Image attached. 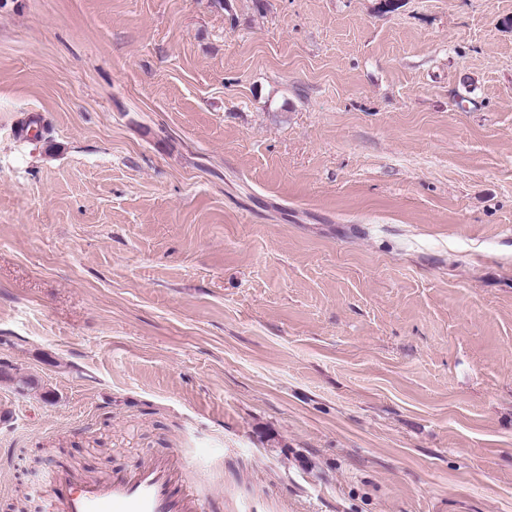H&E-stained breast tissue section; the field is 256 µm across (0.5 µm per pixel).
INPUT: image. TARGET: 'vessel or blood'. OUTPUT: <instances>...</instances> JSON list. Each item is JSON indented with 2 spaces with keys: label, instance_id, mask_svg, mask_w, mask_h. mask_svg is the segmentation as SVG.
I'll use <instances>...</instances> for the list:
<instances>
[{
  "label": "vessel or blood",
  "instance_id": "vessel-or-blood-1",
  "mask_svg": "<svg viewBox=\"0 0 512 512\" xmlns=\"http://www.w3.org/2000/svg\"><path fill=\"white\" fill-rule=\"evenodd\" d=\"M48 484H66L44 499L45 512H205L207 494L184 454L150 459L136 471L105 478L50 473Z\"/></svg>",
  "mask_w": 512,
  "mask_h": 512
}]
</instances>
